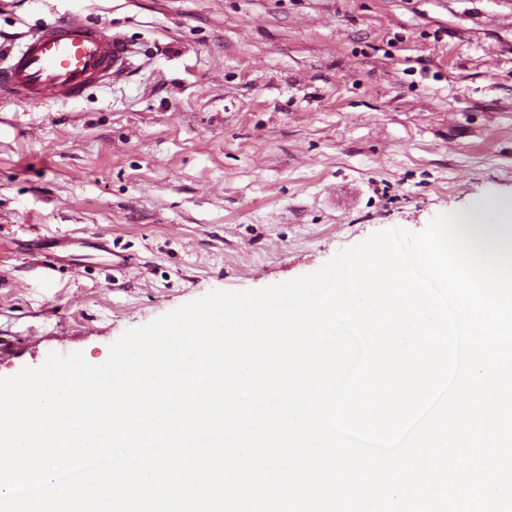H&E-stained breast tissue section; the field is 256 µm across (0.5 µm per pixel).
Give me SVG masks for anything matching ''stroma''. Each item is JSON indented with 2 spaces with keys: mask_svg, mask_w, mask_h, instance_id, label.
Segmentation results:
<instances>
[{
  "mask_svg": "<svg viewBox=\"0 0 512 512\" xmlns=\"http://www.w3.org/2000/svg\"><path fill=\"white\" fill-rule=\"evenodd\" d=\"M66 17L137 66L0 97V377L512 197V0H0V66Z\"/></svg>",
  "mask_w": 512,
  "mask_h": 512,
  "instance_id": "obj_1",
  "label": "stroma"
}]
</instances>
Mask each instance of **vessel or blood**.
Masks as SVG:
<instances>
[{
	"mask_svg": "<svg viewBox=\"0 0 512 512\" xmlns=\"http://www.w3.org/2000/svg\"><path fill=\"white\" fill-rule=\"evenodd\" d=\"M129 58V43L121 34L57 20L34 29L10 65L0 68V90L24 103L67 102L109 83Z\"/></svg>",
	"mask_w": 512,
	"mask_h": 512,
	"instance_id": "vessel-or-blood-1",
	"label": "vessel or blood"
}]
</instances>
